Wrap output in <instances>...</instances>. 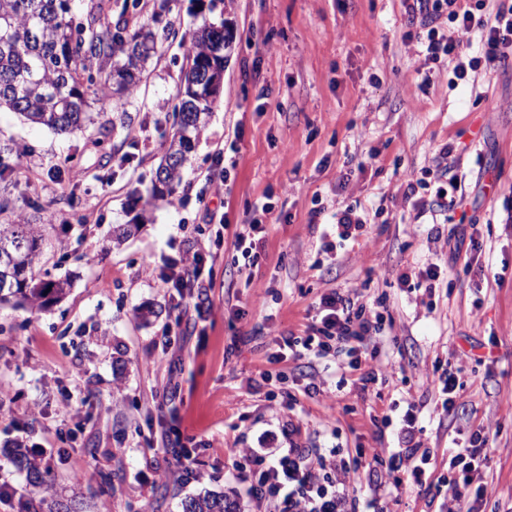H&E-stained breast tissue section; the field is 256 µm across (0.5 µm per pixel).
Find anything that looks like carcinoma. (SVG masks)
I'll return each mask as SVG.
<instances>
[{"label":"carcinoma","instance_id":"cac0c4a2","mask_svg":"<svg viewBox=\"0 0 512 512\" xmlns=\"http://www.w3.org/2000/svg\"><path fill=\"white\" fill-rule=\"evenodd\" d=\"M139 0H0V107L31 124L76 136L95 124L89 94L108 90L114 112H126L146 63L162 36L138 10ZM226 22L189 29L183 88L173 107L174 133L151 179L152 200L172 197L195 141L210 117L209 85L224 81ZM45 224H0V275L10 271L12 288H0V303L15 300L42 310L62 300L67 279L43 270ZM13 460L36 486L46 485L35 456L22 445ZM47 512H78L75 498L55 493L42 499ZM183 512H241L237 500L218 492L193 496Z\"/></svg>","mask_w":512,"mask_h":512}]
</instances>
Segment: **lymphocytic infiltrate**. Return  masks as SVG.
Segmentation results:
<instances>
[{"instance_id":"1","label":"lymphocytic infiltrate","mask_w":512,"mask_h":512,"mask_svg":"<svg viewBox=\"0 0 512 512\" xmlns=\"http://www.w3.org/2000/svg\"><path fill=\"white\" fill-rule=\"evenodd\" d=\"M409 31L405 39L415 41L417 53L425 62L446 59L454 62V75L466 80L469 73L494 72L512 63V0H499L494 13L483 10L482 0H401ZM478 51H471V44ZM455 151L445 143L436 153V163L422 167L417 179L408 181L402 193L417 216L432 211L459 212L457 224L444 229L431 227L432 242L463 244L465 226L472 223L466 208L470 191L465 175L449 172L446 162ZM427 200H420L419 192ZM208 261L204 249L185 251L178 260L167 263L159 273L170 298L178 305L202 302L205 294L199 278ZM393 322L387 313L385 297L372 302L360 299L358 290H329L321 295L315 319L302 335L279 337L271 359L299 361L324 357L339 350L347 357L346 366L359 374L362 384L378 382L375 368H363L368 347L392 332ZM414 406H407L402 418L398 445L366 453L356 449L352 458L341 460L335 481L326 476L324 455H311L297 446L277 448H243L239 454L249 464L241 472L246 494L255 512H360V499L351 490L348 476L366 469L373 477L374 490L394 492L404 484L423 485L434 482L444 491L447 512H479L478 504L487 494L483 474L490 461L495 440L489 427L477 425L460 437L448 456L440 475H433L436 455L418 437Z\"/></svg>"}]
</instances>
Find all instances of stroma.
<instances>
[{"label":"stroma","instance_id":"1","mask_svg":"<svg viewBox=\"0 0 512 512\" xmlns=\"http://www.w3.org/2000/svg\"><path fill=\"white\" fill-rule=\"evenodd\" d=\"M142 2L172 33L126 114L103 112L100 127L64 137L0 111V163L13 170L0 181V222L40 224L55 213L46 268L72 281L67 297L43 311L0 304V482L19 490L0 512H36L50 489L76 496L82 512H182L186 497L209 490L242 500L238 449L266 436L275 448L397 447L392 404L405 390L438 461H447L458 431L478 423L497 431L487 496L496 512H512V68L462 82L448 63L422 91L413 45L402 38L401 0H225L233 43L221 93L173 201H153L148 189L184 60L181 35L208 15L209 3ZM232 139L236 167L218 194L214 155ZM449 141L474 186L480 252L435 259L429 224L403 205L387 223L364 225L337 251H324L336 210L374 208ZM372 149L378 161H368ZM478 152L495 182L487 190L473 163ZM266 202L273 210L248 288L241 254L218 238L209 215L247 224ZM317 205L323 212L314 219ZM121 224L135 231L117 245ZM197 243L214 244L217 257L203 278L207 301L183 316L151 271ZM470 258L483 274L462 275ZM434 261L430 310L396 278ZM361 286L366 299L386 295L393 319L397 340L384 342L377 358L384 384L362 385L353 372L336 389L330 357L301 369L269 362L271 339L301 333L324 292ZM164 328L179 362L172 375L155 345ZM438 358L461 360L469 381L449 414L433 382ZM167 382L181 401L165 420L196 449L204 473L197 481L182 479L169 455L150 447L146 421ZM290 393L296 402L288 409ZM66 398L82 411L72 440L55 434ZM386 414L392 423L378 430L375 420ZM19 442L47 448L51 488L32 486L15 467L9 450Z\"/></svg>","mask_w":512,"mask_h":512}]
</instances>
